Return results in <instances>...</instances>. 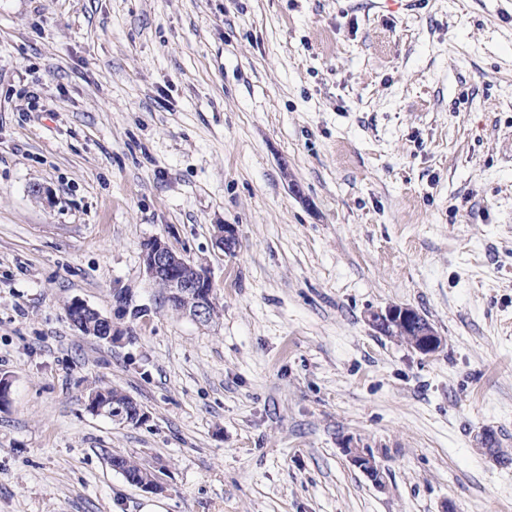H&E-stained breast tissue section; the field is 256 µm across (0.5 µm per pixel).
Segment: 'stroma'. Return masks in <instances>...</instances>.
I'll use <instances>...</instances> for the list:
<instances>
[{
    "mask_svg": "<svg viewBox=\"0 0 512 512\" xmlns=\"http://www.w3.org/2000/svg\"><path fill=\"white\" fill-rule=\"evenodd\" d=\"M1 375L0 512H512V0H0ZM143 260L148 279L155 285L165 288L167 297H172L180 303L182 314L200 324L211 321L215 300L213 295L204 296L200 291L208 284L213 288L204 267L177 253L159 238L146 249ZM368 322L378 332L387 330L395 334L403 333L404 338L414 349L423 354H433L443 345L442 337L433 326L415 309L410 307L392 306L382 311H373L368 315ZM411 330V332L406 331ZM386 332V335L396 336ZM93 392H96L97 396L100 398V403L98 404L94 401V398L89 399V408L96 414H104L102 416L107 417L111 420L119 421L121 423H126L130 425H137L138 423L134 422V417L138 414V411H144L143 407L134 400L131 396L125 394L124 392L114 389V388H104L97 389ZM107 403V409L105 404ZM121 418L116 419L115 417ZM131 419V421H128ZM112 468L121 473L124 478L132 485H139L142 481L149 478L147 467L143 466L131 457L124 455H113L110 459ZM144 491H157L159 484L157 480L146 481L139 486Z\"/></svg>",
    "mask_w": 512,
    "mask_h": 512,
    "instance_id": "1",
    "label": "stroma"
}]
</instances>
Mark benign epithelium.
<instances>
[{"instance_id":"1","label":"benign epithelium","mask_w":512,"mask_h":512,"mask_svg":"<svg viewBox=\"0 0 512 512\" xmlns=\"http://www.w3.org/2000/svg\"><path fill=\"white\" fill-rule=\"evenodd\" d=\"M215 246L224 253L234 252L237 246L235 233L227 224L216 225ZM145 272L148 279L166 289L167 296L180 303V312L194 321L205 324L211 321L215 300L213 295H203L201 289L212 284L204 267L199 266L174 251L166 242L157 238L144 254ZM368 322L378 332L392 330L404 334V339L417 351L433 354L443 345L442 337L415 309L392 306L385 311H373ZM351 461L367 472L374 480H380V472L372 458L354 448Z\"/></svg>"}]
</instances>
